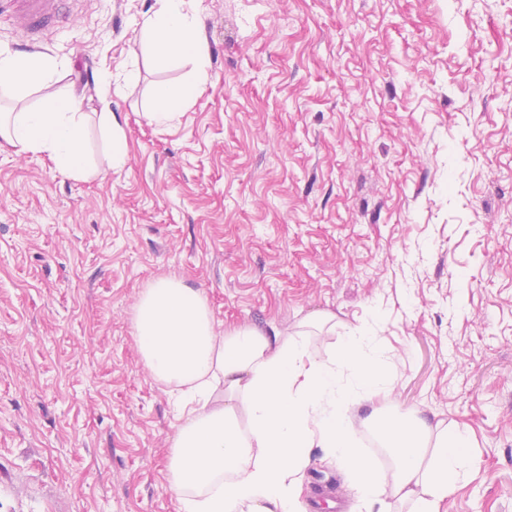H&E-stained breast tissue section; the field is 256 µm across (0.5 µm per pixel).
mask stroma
I'll return each mask as SVG.
<instances>
[{
    "label": "stroma",
    "mask_w": 512,
    "mask_h": 512,
    "mask_svg": "<svg viewBox=\"0 0 512 512\" xmlns=\"http://www.w3.org/2000/svg\"><path fill=\"white\" fill-rule=\"evenodd\" d=\"M155 0H0V46L50 60V88L0 90L97 107L104 74L127 144L97 120L73 178L0 141V512H179L167 458L179 421L141 360L140 292L173 278L217 324L311 344L375 337L392 405L467 424L477 479L446 512H512V0H194L209 79L179 121L145 114L192 66L141 35ZM301 504L362 512L313 448ZM327 504L319 512H333Z\"/></svg>",
    "instance_id": "obj_1"
}]
</instances>
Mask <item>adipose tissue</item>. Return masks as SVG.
<instances>
[{"instance_id": "obj_1", "label": "adipose tissue", "mask_w": 512, "mask_h": 512, "mask_svg": "<svg viewBox=\"0 0 512 512\" xmlns=\"http://www.w3.org/2000/svg\"><path fill=\"white\" fill-rule=\"evenodd\" d=\"M193 0H156L144 22L159 61L185 59L194 80L159 89L151 123L169 125L205 84L209 54ZM44 59L0 48V86H49ZM81 99L49 98L44 106L0 113V138L16 154H44L76 178L91 175L84 157L89 120ZM136 344L151 377L175 396L180 425L167 460L181 512H302L301 477L309 450L321 446L346 469L360 500L383 491L411 512H442L460 483L481 471L468 430L429 425L401 414L381 433L393 464L378 470L355 441L352 405L390 394L394 379L371 336H352L339 353L322 354L303 334L242 326L218 329L202 292L161 279L140 294Z\"/></svg>"}]
</instances>
